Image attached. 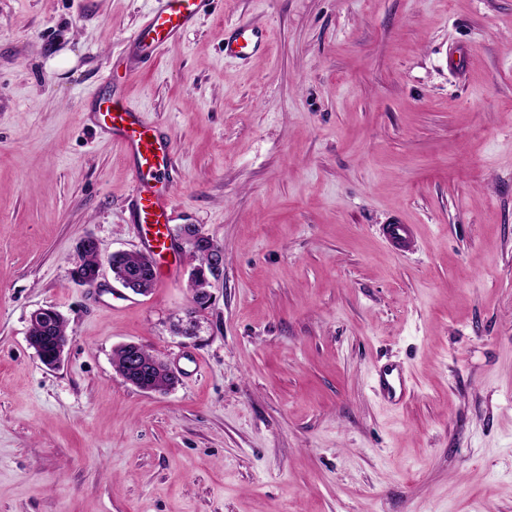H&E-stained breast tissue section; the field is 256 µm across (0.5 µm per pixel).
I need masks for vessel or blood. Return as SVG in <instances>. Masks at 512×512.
<instances>
[{"label": "vessel or blood", "instance_id": "1", "mask_svg": "<svg viewBox=\"0 0 512 512\" xmlns=\"http://www.w3.org/2000/svg\"><path fill=\"white\" fill-rule=\"evenodd\" d=\"M209 0H153V6L130 41L129 59L134 64H150L163 48L177 39L196 20ZM268 43L267 31L250 23L230 27L224 35V53L230 57L254 54ZM93 123L120 145L133 165V186L128 202L134 224L140 229L142 248L152 255L170 253L174 248L169 232L173 196L165 179L173 163L170 139L161 129L147 124L139 110L119 92L96 98L90 114ZM394 251L411 250L416 241L413 225L391 224L383 230ZM374 387L388 401L401 400L408 390L406 370L384 364L374 371Z\"/></svg>", "mask_w": 512, "mask_h": 512}]
</instances>
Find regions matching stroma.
Instances as JSON below:
<instances>
[{"instance_id": "1", "label": "stroma", "mask_w": 512, "mask_h": 512, "mask_svg": "<svg viewBox=\"0 0 512 512\" xmlns=\"http://www.w3.org/2000/svg\"><path fill=\"white\" fill-rule=\"evenodd\" d=\"M149 5L0 0V512H512V0H214L135 69ZM239 22L269 42L225 58ZM113 86L172 142L170 229L224 250L191 338L183 247L145 296L70 276L86 235L139 249L130 164L82 119ZM126 342L175 388L127 383ZM384 239L394 251L406 252L415 246L416 234L411 224H389L383 229ZM28 335L37 337L40 346V357L50 360L54 357L56 339L67 336V324L57 312L56 316L48 315L42 321H31ZM29 336L28 343L37 352L38 344ZM374 388L388 401L401 400L408 388V375L400 365L384 364L374 371Z\"/></svg>"}]
</instances>
